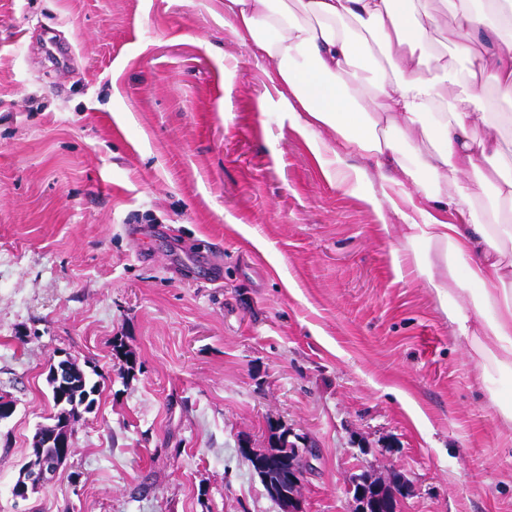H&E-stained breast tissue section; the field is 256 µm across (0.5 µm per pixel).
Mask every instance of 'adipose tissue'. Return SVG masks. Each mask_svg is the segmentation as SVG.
<instances>
[{
    "instance_id": "obj_1",
    "label": "adipose tissue",
    "mask_w": 512,
    "mask_h": 512,
    "mask_svg": "<svg viewBox=\"0 0 512 512\" xmlns=\"http://www.w3.org/2000/svg\"><path fill=\"white\" fill-rule=\"evenodd\" d=\"M441 6L454 21L447 53L421 0H224V23L272 66L325 174L373 160L381 185L371 204L400 218L402 247L482 375L511 379L512 157L502 144L512 114L486 111L483 89L512 102V0ZM365 31L378 40L374 79L352 68Z\"/></svg>"
}]
</instances>
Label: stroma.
<instances>
[{
	"label": "stroma",
	"instance_id": "obj_1",
	"mask_svg": "<svg viewBox=\"0 0 512 512\" xmlns=\"http://www.w3.org/2000/svg\"><path fill=\"white\" fill-rule=\"evenodd\" d=\"M224 0H0V512H281L245 458L295 435L305 512H512V425L367 197L326 177ZM122 337L137 365L112 357ZM96 371L50 484L49 365ZM65 427L66 426L58 428L56 431L55 430L46 431L44 429H40L36 432L34 442H33V448H31V450H32L31 455H32L33 459H31V461L22 468V471L20 472V475H19L17 481L13 485L12 490L16 489V490L20 491V489L22 487L27 486L26 480H27L29 474L36 467H38L41 464L43 459L50 457V456H55V455H58L61 453L65 454L67 456V458H69V456L71 455V449H72L70 441L66 444V447L58 448L55 443L47 445L46 440H45V437L48 433H54V432L57 433V436L64 435L65 437H68ZM373 479L369 476H358L352 480L349 492L352 493L356 512H371L385 506L387 499L382 491L384 483L371 485Z\"/></svg>",
	"mask_w": 512,
	"mask_h": 512
}]
</instances>
